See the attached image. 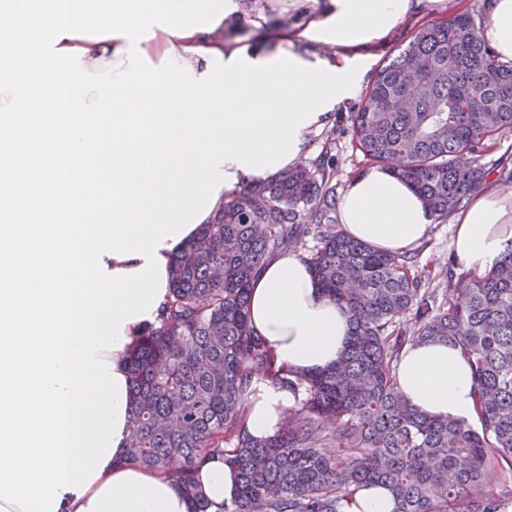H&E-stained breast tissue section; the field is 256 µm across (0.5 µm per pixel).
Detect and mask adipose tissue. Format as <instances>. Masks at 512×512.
Segmentation results:
<instances>
[{"label":"adipose tissue","instance_id":"ef3b65f1","mask_svg":"<svg viewBox=\"0 0 512 512\" xmlns=\"http://www.w3.org/2000/svg\"><path fill=\"white\" fill-rule=\"evenodd\" d=\"M272 52L225 40L240 0H0V512H188L170 479L118 459L130 442L124 357L168 299L175 254L233 190L308 153L358 74L294 50L358 47L397 25L410 0H327ZM483 41L512 60V0H486ZM345 233L403 252L434 219L389 170L338 202ZM455 256L485 273L512 243V193H476L456 217ZM250 324L277 364L332 366L350 332L308 262L273 257L253 280ZM402 395L420 411L473 418L458 347L407 348ZM295 401L256 384L251 436L276 434ZM199 485L213 505L238 480L222 456Z\"/></svg>","mask_w":512,"mask_h":512}]
</instances>
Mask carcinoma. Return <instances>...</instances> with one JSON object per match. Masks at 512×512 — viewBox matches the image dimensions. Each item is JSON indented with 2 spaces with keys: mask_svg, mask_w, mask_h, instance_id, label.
I'll return each mask as SVG.
<instances>
[{
  "mask_svg": "<svg viewBox=\"0 0 512 512\" xmlns=\"http://www.w3.org/2000/svg\"><path fill=\"white\" fill-rule=\"evenodd\" d=\"M485 12L415 26L372 74L349 114L353 146L420 196L437 223L477 193L480 159L512 130V63L483 42ZM336 144L229 194L172 261L157 324L126 357L133 402L122 463L183 487L189 512H341L382 484L394 512H512V245L482 276L427 288L407 253L377 250L331 228ZM314 234L308 262L323 296L350 316L340 361L309 375L277 365L248 320L250 283L268 259ZM460 347L472 367L477 424L414 409L397 367L408 345ZM302 391L276 435L256 439L246 414L259 379ZM239 476L216 510L198 490L214 456Z\"/></svg>",
  "mask_w": 512,
  "mask_h": 512,
  "instance_id": "carcinoma-1",
  "label": "carcinoma"
}]
</instances>
